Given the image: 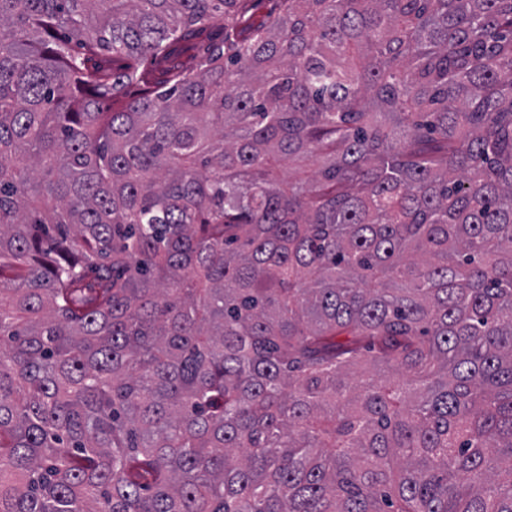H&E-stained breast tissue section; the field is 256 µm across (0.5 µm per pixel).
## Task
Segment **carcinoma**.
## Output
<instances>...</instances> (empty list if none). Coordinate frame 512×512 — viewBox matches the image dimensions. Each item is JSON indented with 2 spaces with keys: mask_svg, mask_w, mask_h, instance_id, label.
Returning a JSON list of instances; mask_svg holds the SVG:
<instances>
[{
  "mask_svg": "<svg viewBox=\"0 0 512 512\" xmlns=\"http://www.w3.org/2000/svg\"><path fill=\"white\" fill-rule=\"evenodd\" d=\"M255 2L0 0V512H512V0Z\"/></svg>",
  "mask_w": 512,
  "mask_h": 512,
  "instance_id": "1",
  "label": "carcinoma"
}]
</instances>
